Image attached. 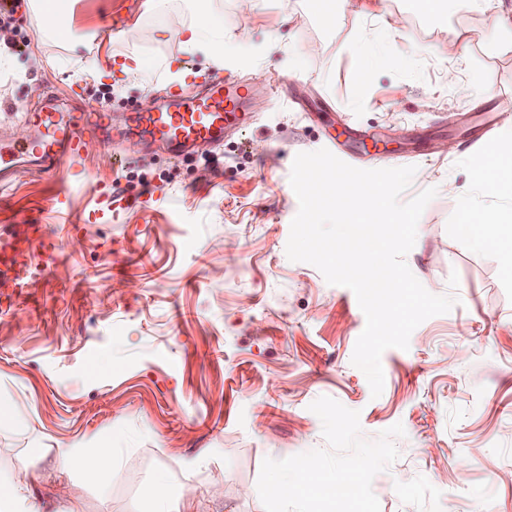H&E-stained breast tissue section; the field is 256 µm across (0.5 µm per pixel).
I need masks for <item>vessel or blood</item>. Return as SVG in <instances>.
I'll list each match as a JSON object with an SVG mask.
<instances>
[{
	"label": "vessel or blood",
	"instance_id": "obj_1",
	"mask_svg": "<svg viewBox=\"0 0 512 512\" xmlns=\"http://www.w3.org/2000/svg\"><path fill=\"white\" fill-rule=\"evenodd\" d=\"M257 95L242 81L212 79L195 94L172 90L162 103L134 109L119 127L114 126L111 113L100 109L73 112L49 105L21 113V120L36 123L38 130L23 143L0 140V166L26 156L39 165L41 173L56 175L61 161L79 163L89 134L107 145L117 140L157 145L185 157L200 143L223 144L230 131L250 125ZM56 260V247L43 225L14 224L9 231H0V307H13L29 279L49 274Z\"/></svg>",
	"mask_w": 512,
	"mask_h": 512
}]
</instances>
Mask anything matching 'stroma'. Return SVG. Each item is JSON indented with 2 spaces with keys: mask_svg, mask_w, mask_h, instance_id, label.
Returning <instances> with one entry per match:
<instances>
[{
  "mask_svg": "<svg viewBox=\"0 0 512 512\" xmlns=\"http://www.w3.org/2000/svg\"><path fill=\"white\" fill-rule=\"evenodd\" d=\"M364 2L360 16L324 13L318 0L262 11L76 0L73 24L100 32L79 47L42 36L27 0L0 26V134L15 139L24 126L11 113L71 86L82 107L119 117L196 77L285 80L283 104L194 158L129 145L131 162L117 166L90 137L81 171L62 165L55 180L24 166L0 187V225H44L58 248L50 275L0 311V398L27 409L0 438V472L43 503L80 481L85 512H144L172 471V494L193 512H512V247L474 245L512 236V183L497 198L475 186L489 159L512 156L498 122L512 100L495 93L512 89V44L494 23L512 0L432 12ZM204 15L227 34L223 64L174 37ZM391 26L407 41L381 47ZM129 55L146 60L145 76L98 78ZM322 148L361 169L416 167L403 200L437 190L405 261L429 292L459 302L421 323L408 350L383 353L376 398L352 363L366 325L355 294L286 255L294 158ZM465 209L477 217L471 237ZM95 212L104 221L89 222ZM93 436L112 441L104 499L96 481L54 466L60 444ZM309 470L355 473L359 499L271 494L279 475Z\"/></svg>",
  "mask_w": 512,
  "mask_h": 512,
  "instance_id": "1",
  "label": "stroma"
}]
</instances>
